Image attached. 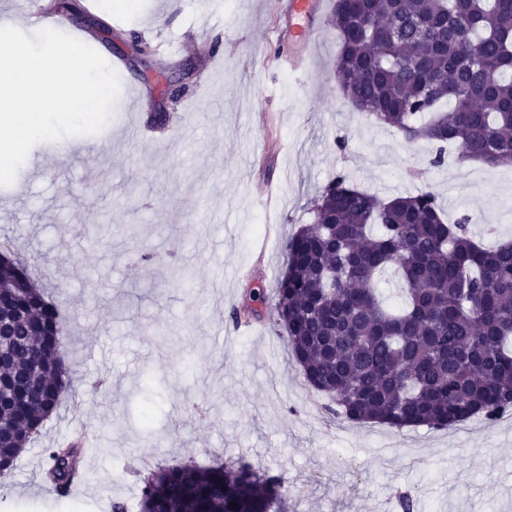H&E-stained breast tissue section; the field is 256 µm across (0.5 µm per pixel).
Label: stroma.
<instances>
[{
	"instance_id": "obj_1",
	"label": "stroma",
	"mask_w": 512,
	"mask_h": 512,
	"mask_svg": "<svg viewBox=\"0 0 512 512\" xmlns=\"http://www.w3.org/2000/svg\"><path fill=\"white\" fill-rule=\"evenodd\" d=\"M140 2L66 19L106 61L125 56L138 111L117 98L100 132L35 144L0 187V241L59 307L75 388L0 478V512H111L116 500L138 512L144 477L174 459L278 475L284 512H400L404 492L417 512H512V415L449 429L352 424L306 388L268 307L247 329L229 319L246 289L272 294L287 236L336 176L383 199L432 189L448 221L472 216L475 238L507 242L512 168L451 149L430 166L426 141L354 111L336 85L333 28L310 73L280 70L274 51L295 40L279 0H223L218 12L206 0ZM99 19L111 45L92 37ZM136 38L150 48L139 58ZM184 63L190 74L161 99L155 74ZM143 246L175 258L141 263ZM76 430L90 438L86 477L65 502L42 478L41 450Z\"/></svg>"
}]
</instances>
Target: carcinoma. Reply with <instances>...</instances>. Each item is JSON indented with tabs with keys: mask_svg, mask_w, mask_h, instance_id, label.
<instances>
[{
	"mask_svg": "<svg viewBox=\"0 0 512 512\" xmlns=\"http://www.w3.org/2000/svg\"><path fill=\"white\" fill-rule=\"evenodd\" d=\"M334 74L362 114L460 159L512 166V0H335ZM313 223L286 242L271 313L313 390L356 424L443 429L512 410V242L486 248L431 191L384 201L339 175L310 200ZM392 269L404 303L378 277ZM249 289L240 312L258 313ZM0 464L11 472L67 398L58 309L0 251ZM83 440L43 449L61 498L82 479ZM281 479L173 460L144 478L139 512H271Z\"/></svg>",
	"mask_w": 512,
	"mask_h": 512,
	"instance_id": "cac0c4a2",
	"label": "carcinoma"
}]
</instances>
